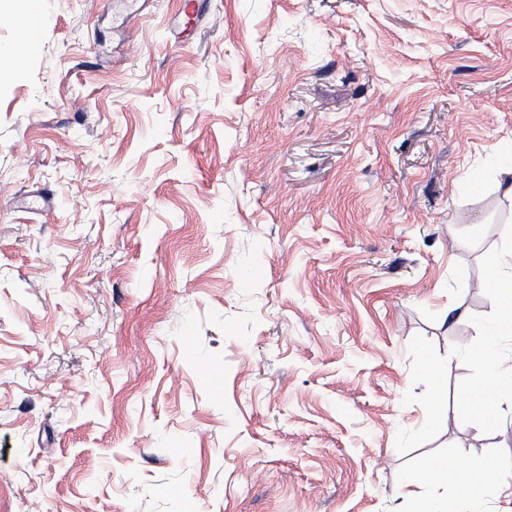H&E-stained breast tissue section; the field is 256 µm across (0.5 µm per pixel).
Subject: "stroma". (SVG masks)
I'll use <instances>...</instances> for the list:
<instances>
[{
  "mask_svg": "<svg viewBox=\"0 0 512 512\" xmlns=\"http://www.w3.org/2000/svg\"><path fill=\"white\" fill-rule=\"evenodd\" d=\"M200 10L0 21L29 43L0 63V512H411L454 451L512 512V389L493 427L458 408L512 241V0ZM488 263L491 267V275L485 288L495 290L492 298L497 303L503 301L505 294L508 295L507 308L502 314V316H508L512 311V243L491 254Z\"/></svg>",
  "mask_w": 512,
  "mask_h": 512,
  "instance_id": "35a3bbf8",
  "label": "stroma"
}]
</instances>
